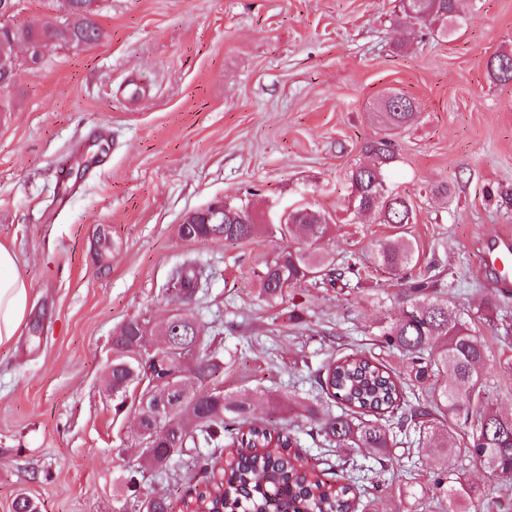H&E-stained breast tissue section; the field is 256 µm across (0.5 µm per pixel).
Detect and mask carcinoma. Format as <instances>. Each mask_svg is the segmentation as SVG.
<instances>
[{
	"label": "carcinoma",
	"mask_w": 512,
	"mask_h": 512,
	"mask_svg": "<svg viewBox=\"0 0 512 512\" xmlns=\"http://www.w3.org/2000/svg\"><path fill=\"white\" fill-rule=\"evenodd\" d=\"M87 0H73L71 12L60 25L36 28L17 25L13 16L0 15V66L11 64L13 47L19 42L94 43L101 31L90 19L93 10L84 8ZM459 0H405L408 22H440L448 26L455 17ZM512 63V52H499L487 61L489 76L496 82L511 83L512 70L504 72L502 61ZM414 100L402 93L382 100L381 122L390 130L415 120ZM368 161L351 173V187L364 194L354 209L366 207L382 224L396 232L378 243L379 266L400 283L402 311L396 317L379 321L375 336L378 348L398 354L402 371L373 355L355 353L332 358L317 375V385L326 398L339 405L341 413L319 419L307 409L311 428L333 447L367 448L384 464L392 455L394 431L380 424L385 417L396 419L399 431L413 430L429 448L443 452L442 461L432 467L429 484L420 490L441 494L448 500V512H484L485 495L465 475L448 467V430H466L465 454L470 462L488 468L504 480L512 481V414L500 413L484 393V376L490 367V351L469 325L449 308L438 294L434 275L411 273L417 246L405 226L414 221V208L403 195L388 190L397 154L391 141L380 138L365 145ZM331 230L328 218L305 209L293 212L292 223L278 226L280 237L299 236L312 243L325 239ZM257 231L245 209L229 208L224 215L226 243L251 239ZM355 266H338L322 253L301 248L281 250L253 271L260 296L268 303L282 302L288 290L310 282L330 285L347 280ZM176 285L171 301L183 305L185 295H194L207 285L204 267L184 263L175 272ZM150 321L132 318L112 336V396L114 410L144 414L154 405L149 393L170 385L173 369L180 359L195 349L200 353L188 370L195 372L198 386L170 413L161 428L166 435L144 444L134 437L130 447L138 453V463L129 465L115 477L114 512H172L165 495L134 496L128 485L143 480L147 470L162 471L174 460H184L200 472H219L220 477L195 491L191 499L197 510L209 512H357L359 502L351 480L330 484L315 468L299 461L297 438L291 432L273 433L252 415L253 398L246 392H224L220 375L224 360L201 335L162 329L156 334L158 347L150 362L141 357V336ZM429 395L405 400L402 381ZM230 447L232 460L221 465L224 448ZM128 447V448H130ZM128 448H120L123 455ZM207 448L203 454L199 449Z\"/></svg>",
	"instance_id": "cac0c4a2"
}]
</instances>
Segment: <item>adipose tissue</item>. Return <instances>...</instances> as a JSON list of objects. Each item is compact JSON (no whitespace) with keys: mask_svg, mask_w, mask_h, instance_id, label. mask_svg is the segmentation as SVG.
Returning a JSON list of instances; mask_svg holds the SVG:
<instances>
[{"mask_svg":"<svg viewBox=\"0 0 512 512\" xmlns=\"http://www.w3.org/2000/svg\"><path fill=\"white\" fill-rule=\"evenodd\" d=\"M30 294L14 252L0 244V346L8 344L23 324Z\"/></svg>","mask_w":512,"mask_h":512,"instance_id":"ef3b65f1","label":"adipose tissue"}]
</instances>
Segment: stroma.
<instances>
[{
  "label": "stroma",
  "instance_id": "35a3bbf8",
  "mask_svg": "<svg viewBox=\"0 0 512 512\" xmlns=\"http://www.w3.org/2000/svg\"><path fill=\"white\" fill-rule=\"evenodd\" d=\"M403 0H96L90 46L43 48L0 89V244L14 250L31 304L0 347V512L18 493L39 512H112V478L134 420L105 392L114 330L160 325L173 269L212 275L188 309L224 360L225 391H250L254 415L291 429L308 462L323 451L303 412L332 357L372 350L396 316L399 285L374 263L392 229L346 213L363 146L384 137L381 99L400 92L417 118L391 135V186L412 199L418 272L439 259L441 294L494 356L487 389L512 414V291L482 255L512 234V83L486 68L512 51V0H464L461 28L405 24ZM221 198L250 211L253 239L188 243L183 216ZM311 208L337 226L323 247L364 270L355 288L303 284L267 304L252 275L281 245L268 227ZM299 320H291V311ZM453 468L512 512V482L473 465L463 430ZM433 448H397L378 464L363 448L367 512H448L427 485Z\"/></svg>",
  "mask_w": 512,
  "mask_h": 512
}]
</instances>
